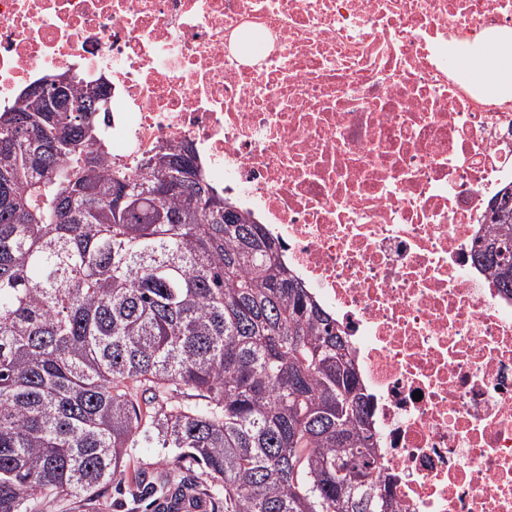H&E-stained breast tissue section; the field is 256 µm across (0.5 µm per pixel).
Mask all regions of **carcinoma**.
I'll return each mask as SVG.
<instances>
[{"label": "carcinoma", "mask_w": 512, "mask_h": 512, "mask_svg": "<svg viewBox=\"0 0 512 512\" xmlns=\"http://www.w3.org/2000/svg\"><path fill=\"white\" fill-rule=\"evenodd\" d=\"M106 104L91 133L84 112H0V512L126 476L224 512H397L336 317L191 144L109 165ZM486 223L476 260L512 289L511 191ZM133 448L212 483L133 470Z\"/></svg>", "instance_id": "carcinoma-1"}]
</instances>
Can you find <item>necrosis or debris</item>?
Returning <instances> with one entry per match:
<instances>
[{"label": "necrosis or debris", "instance_id": "obj_1", "mask_svg": "<svg viewBox=\"0 0 512 512\" xmlns=\"http://www.w3.org/2000/svg\"><path fill=\"white\" fill-rule=\"evenodd\" d=\"M503 28L512 0H0V109L104 78L113 165L192 142L345 331L397 512H512V291L473 257L512 99L448 56Z\"/></svg>", "mask_w": 512, "mask_h": 512}]
</instances>
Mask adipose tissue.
Here are the masks:
<instances>
[{
    "label": "adipose tissue",
    "instance_id": "adipose-tissue-1",
    "mask_svg": "<svg viewBox=\"0 0 512 512\" xmlns=\"http://www.w3.org/2000/svg\"><path fill=\"white\" fill-rule=\"evenodd\" d=\"M454 57L470 81L512 95V29L487 35L471 49L455 52Z\"/></svg>",
    "mask_w": 512,
    "mask_h": 512
}]
</instances>
